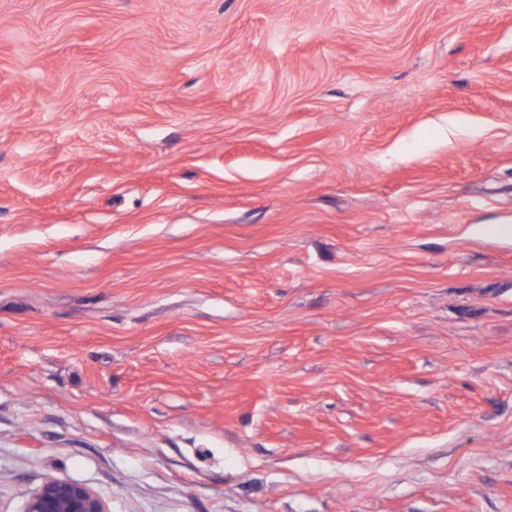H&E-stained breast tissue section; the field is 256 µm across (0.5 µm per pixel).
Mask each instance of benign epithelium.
<instances>
[{
	"instance_id": "obj_1",
	"label": "benign epithelium",
	"mask_w": 512,
	"mask_h": 512,
	"mask_svg": "<svg viewBox=\"0 0 512 512\" xmlns=\"http://www.w3.org/2000/svg\"><path fill=\"white\" fill-rule=\"evenodd\" d=\"M25 512H109L90 487L55 476L47 477L26 502Z\"/></svg>"
}]
</instances>
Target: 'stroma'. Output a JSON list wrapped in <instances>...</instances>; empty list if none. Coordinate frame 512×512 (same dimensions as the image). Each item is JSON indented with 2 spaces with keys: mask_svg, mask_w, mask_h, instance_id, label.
Returning a JSON list of instances; mask_svg holds the SVG:
<instances>
[{
  "mask_svg": "<svg viewBox=\"0 0 512 512\" xmlns=\"http://www.w3.org/2000/svg\"><path fill=\"white\" fill-rule=\"evenodd\" d=\"M507 225L512 0H0V512H512ZM25 512H109L90 487L48 476L26 502Z\"/></svg>",
  "mask_w": 512,
  "mask_h": 512,
  "instance_id": "stroma-1",
  "label": "stroma"
}]
</instances>
